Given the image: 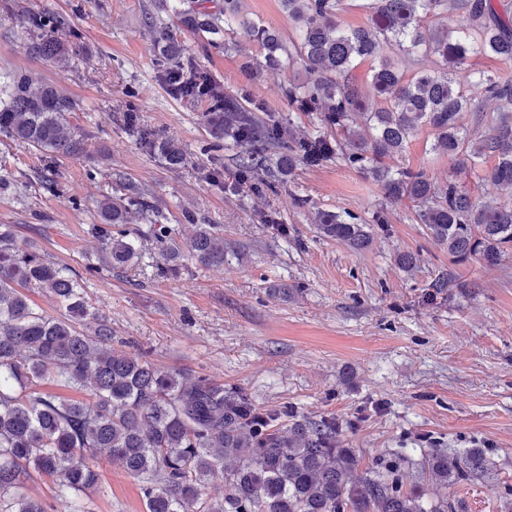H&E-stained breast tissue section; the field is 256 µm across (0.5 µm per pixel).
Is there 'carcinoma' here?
<instances>
[{"mask_svg": "<svg viewBox=\"0 0 512 512\" xmlns=\"http://www.w3.org/2000/svg\"><path fill=\"white\" fill-rule=\"evenodd\" d=\"M172 6L180 23L207 37L243 30L261 45L260 68L301 69L283 94L291 112L316 124L296 135L272 114L264 120L224 96L202 71L184 63L167 26L152 24L175 96L210 100L213 138L244 146L238 165L260 175L334 161L375 182L390 203L412 204L417 223L446 246L456 264L498 267L512 253V202L475 197L467 184L438 182L422 168L402 166L409 141L422 129L434 133L431 150L452 158L481 182L512 188V10L502 0H371L374 23L343 28L338 15L347 0H281L293 23L288 40L244 17L240 0L213 10ZM461 9L470 24L448 28L444 14ZM34 56L65 63L69 50L54 34L31 46ZM492 56L497 72H474L467 60ZM372 58L374 106L356 79L357 62ZM495 102L483 112L470 88ZM76 102L33 72L0 82V133L45 158L84 152L70 122ZM477 112V124L463 115ZM141 143L171 167L184 152L173 141L144 131ZM494 164L484 168L485 160ZM92 231L104 244L102 266L135 263L136 240L127 224L137 214L149 224L159 212L139 197H106ZM321 237L356 250L370 246L374 231H388L385 211L369 219L351 212L316 210ZM231 249L212 224L195 225L188 251L207 266L224 264ZM39 288L62 310H37L24 293ZM88 393L66 397L50 388ZM343 427L333 416L307 418L290 408L262 409L237 388L206 375L164 370L146 355L115 347L112 324L84 295L79 275L45 257L30 240H17L0 225V512H46L27 483L48 477L72 512H87L85 498L97 487L99 453L141 483L145 512H450L446 499L407 489L401 464L392 459L360 468L354 450L338 447ZM481 468L475 451L428 450L423 478L430 483L471 481ZM224 489L204 492L215 470Z\"/></svg>", "mask_w": 512, "mask_h": 512, "instance_id": "obj_1", "label": "carcinoma"}]
</instances>
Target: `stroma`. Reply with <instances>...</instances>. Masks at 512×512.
<instances>
[{"label":"stroma","mask_w":512,"mask_h":512,"mask_svg":"<svg viewBox=\"0 0 512 512\" xmlns=\"http://www.w3.org/2000/svg\"><path fill=\"white\" fill-rule=\"evenodd\" d=\"M240 9L280 37L294 32L280 0H241ZM151 16L225 96L310 130L309 118L284 99L288 72L246 75L248 62L261 57L257 43L230 34L227 48L211 46L181 27L163 0H0V73L34 70L65 89L85 143L41 180L39 153L0 134L7 183L0 224L82 274L87 300L130 352L242 388L265 409L336 416L345 425L341 447L362 464L408 457L409 488L422 483L423 450H476L485 461L477 481L431 485L427 494L450 500L456 512H500L512 487V254L491 271L454 264L405 204L386 207L389 231L367 249L318 237L313 209L370 217L383 205L379 186L332 162L278 177L271 191L241 178L237 148L214 146L204 126L209 101L169 93ZM39 18L59 20L56 34L73 49L67 65L32 56ZM142 129L178 141L184 165L169 167L150 153ZM433 141L431 130L419 132L403 164L438 181L461 176L474 195L512 201V189L459 175L447 155L432 151ZM133 188L170 237L134 223L138 263L86 273L102 253L92 231L97 202ZM197 224L217 225L243 259L230 254L208 267L182 260L167 271V252L185 249ZM407 252L419 256L410 272L396 262ZM450 275L456 287L436 288ZM100 471L89 512H144L136 479L105 457Z\"/></svg>","instance_id":"obj_1"}]
</instances>
